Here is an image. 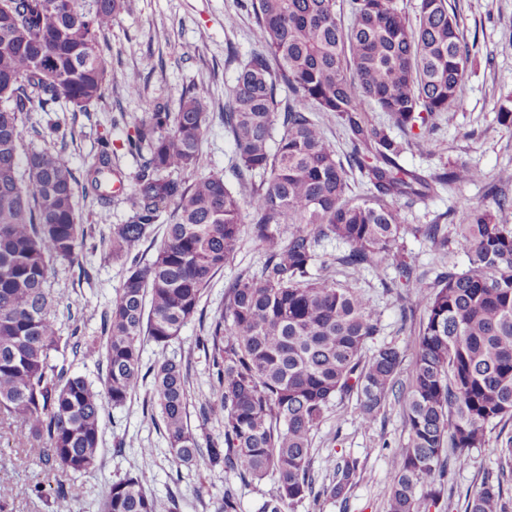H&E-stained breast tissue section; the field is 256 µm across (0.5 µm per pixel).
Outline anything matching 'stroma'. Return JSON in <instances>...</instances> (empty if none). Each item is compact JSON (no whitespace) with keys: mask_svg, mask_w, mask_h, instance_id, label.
<instances>
[{"mask_svg":"<svg viewBox=\"0 0 512 512\" xmlns=\"http://www.w3.org/2000/svg\"><path fill=\"white\" fill-rule=\"evenodd\" d=\"M461 18L465 42L472 46V64L463 83V104L443 114L429 137L432 152L414 147L400 158L407 169L427 175L442 163L464 160L494 176L512 172V132L497 122V109L504 96L512 95V0H451ZM234 24H227L228 15ZM259 47L258 27L252 14L240 10L237 0H130L129 10L112 20L99 37L100 53L111 74L104 99L87 112L72 111L59 104L54 114L67 130L65 140H43L36 134L46 115L28 112L23 116V147L43 146L60 152L75 177H82L84 163L96 152L101 139H109L115 161L126 174L125 190H132L133 176L140 161L127 153L126 140L153 103L177 108L185 89H194L207 103L214 117L201 143L203 163L199 172L229 174L235 163L233 145L224 133L219 114L224 96L233 85L240 61ZM139 73L142 91L128 93L123 79ZM196 172V173H199ZM196 173L185 172L183 180L193 181ZM494 209L483 183L439 188L435 195L403 208L406 223L427 224L462 202ZM76 209L92 227L91 245L84 250L82 267L53 258L47 286L59 302L60 335H69L73 325L84 334L100 333L101 314L121 286L127 268L112 260L107 243L112 227L126 223L129 211L121 198L111 207L100 208L77 198ZM405 253L419 270L435 276L442 268L459 270L467 257L455 247L439 251L422 238L405 234ZM264 255L251 231H243L241 248L234 260L219 272L206 288L201 306L204 317L192 320L178 340L167 348L145 342L143 366L162 356L181 360L189 374V423L199 438H219L224 426L206 420L200 407L212 395V369L196 342L209 323L224 308L225 284L241 274L257 273ZM394 269L384 273L363 272L358 286L371 300L380 333L374 345L392 344L412 360L419 322L402 321V301L391 280ZM151 384L143 382L125 406L105 407L102 413L101 464L94 473L74 477L64 470L44 471L37 450L21 442L15 426L0 420V484L13 487L15 494L0 512H95L96 505L113 480L126 472L146 471L149 491L162 503L177 502L178 512H215L224 485L235 482L242 512H255L257 503L274 490L273 480L261 483L236 481L223 468L173 463L164 434L151 415ZM512 436V423L504 430H492L484 447L474 449L467 464L449 466L441 482V495L432 512H466L467 497L484 479L498 474L497 450ZM407 439L403 406L397 399L381 408L373 425L361 427L356 399L338 401L327 412L314 433L312 468L317 484L329 483L337 464L350 457L358 462L353 486L343 497L308 498L294 512H386L393 480L391 451ZM44 484L77 482L78 498L43 502L28 496L35 482Z\"/></svg>","mask_w":512,"mask_h":512,"instance_id":"obj_1","label":"stroma"}]
</instances>
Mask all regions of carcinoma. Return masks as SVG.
I'll list each match as a JSON object with an SVG mask.
<instances>
[{
  "label": "carcinoma",
  "mask_w": 512,
  "mask_h": 512,
  "mask_svg": "<svg viewBox=\"0 0 512 512\" xmlns=\"http://www.w3.org/2000/svg\"><path fill=\"white\" fill-rule=\"evenodd\" d=\"M245 0L259 28L260 50L240 65L219 117L231 139L239 190L224 175L186 182L177 172L201 166L209 109L186 90L177 111L164 104L127 138L140 159L129 218L108 241L127 275L104 312L101 335L75 329L59 335L55 300L46 288L52 257L82 266L89 236L75 207L76 179L61 154L21 151L22 116L52 112L61 99L85 112L105 96L110 80L98 50L100 34L129 0H0V413L20 434L41 444L45 470L82 476L100 466L102 410L125 405L152 377L151 406L159 411L173 461L221 466L243 480L276 479L256 512H290L313 491V432L336 399L356 397L359 422L373 424L394 397L404 407L407 442L393 449L388 512H431L436 478L482 448L487 432L512 420V226L494 212L467 204L450 209L455 245L468 268H451L426 282L400 253L405 231L398 200L424 198L436 187L481 182L499 212L512 196L465 161L422 176L398 159L417 145L433 148L426 130L462 102L471 51L449 0H419L415 18L396 0ZM288 96L280 97L281 90ZM376 109L386 121H374ZM345 131L342 154L326 137L319 115ZM395 127L403 133L390 134ZM369 180V195L352 196L353 169ZM104 138L84 163L81 193L107 207V184L124 182ZM164 240L154 258L141 247L168 205ZM264 254L256 275L224 287V311L198 338L215 384L205 418L224 424V437L201 447L188 422V376L164 357L142 371L146 341L161 349L198 312L205 288L234 259L243 210ZM438 249L448 247L441 225L411 227ZM346 247L341 284L319 262L326 240ZM394 268L410 307L422 311L412 368L400 378L398 347L366 355L379 333L371 300L356 281L366 270ZM106 363L98 384L72 372L68 359ZM497 482L484 481L466 512H503L504 480L512 477V437L497 449ZM358 464L337 465L322 494L338 498ZM149 476L129 472L112 481L97 512H160ZM40 500L76 496V487L36 483ZM218 512H241L235 486H224Z\"/></svg>",
  "instance_id": "obj_1"
}]
</instances>
